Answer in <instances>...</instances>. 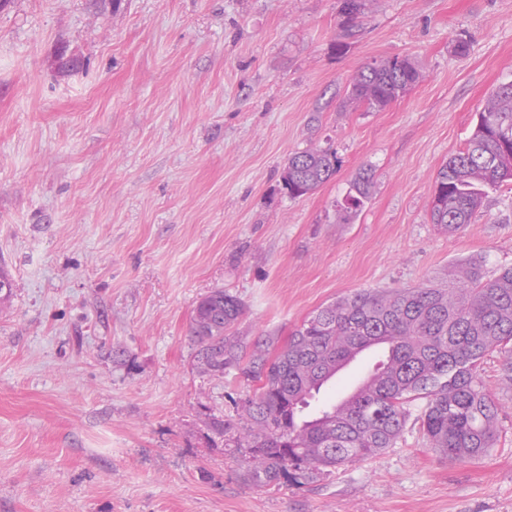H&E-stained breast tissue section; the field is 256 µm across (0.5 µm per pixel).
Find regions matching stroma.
<instances>
[{
    "label": "stroma",
    "mask_w": 512,
    "mask_h": 512,
    "mask_svg": "<svg viewBox=\"0 0 512 512\" xmlns=\"http://www.w3.org/2000/svg\"><path fill=\"white\" fill-rule=\"evenodd\" d=\"M0 0V512H512V352L481 375L495 448L395 447L258 490L208 451L204 407L237 416L236 373L201 374L189 323L216 288L235 330L288 334L360 289L447 287L512 266V182L470 224L430 220L437 172L512 81V0ZM465 50H458V42ZM399 56L424 78L384 109L352 77ZM336 173L289 199V154ZM362 210L332 209L362 170Z\"/></svg>",
    "instance_id": "stroma-1"
}]
</instances>
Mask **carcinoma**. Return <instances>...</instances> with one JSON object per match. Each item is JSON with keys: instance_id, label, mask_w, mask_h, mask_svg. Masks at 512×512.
Returning a JSON list of instances; mask_svg holds the SVG:
<instances>
[{"instance_id": "cac0c4a2", "label": "carcinoma", "mask_w": 512, "mask_h": 512, "mask_svg": "<svg viewBox=\"0 0 512 512\" xmlns=\"http://www.w3.org/2000/svg\"><path fill=\"white\" fill-rule=\"evenodd\" d=\"M367 0H341L350 24ZM419 65L391 57L362 68L349 98L382 108L417 85ZM336 173V155L311 147L288 157L281 190L304 197ZM512 180V82L502 83L476 113L463 148L436 176L431 219L448 234L471 223L486 188ZM373 186L371 170L358 173L343 201L348 217L362 209ZM242 301L222 288L195 306L190 335L197 368L224 376L231 370L251 387L238 420L204 407L206 448L249 458L246 479L255 488L305 485L337 469L367 461L393 448L410 416L408 403L423 400L418 420L429 447L455 461L484 456L497 441L499 406L480 374L485 357L512 345V267L484 279L469 264L446 288L419 286L358 290L317 310L285 343L276 336L248 348L234 327ZM382 345L385 358L371 383L347 401L302 418L309 400L353 354Z\"/></svg>"}]
</instances>
